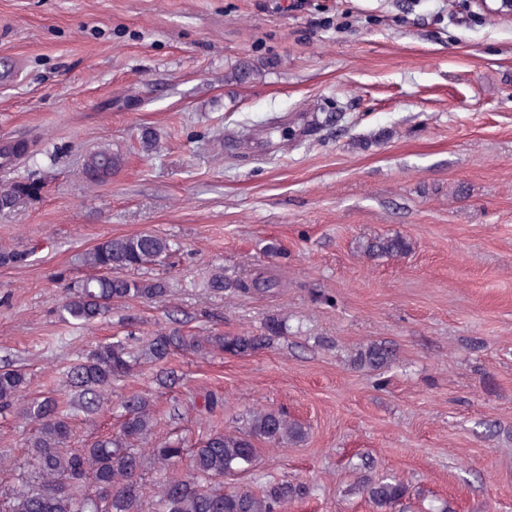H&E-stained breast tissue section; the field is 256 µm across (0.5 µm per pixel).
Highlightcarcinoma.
<instances>
[{"mask_svg": "<svg viewBox=\"0 0 512 512\" xmlns=\"http://www.w3.org/2000/svg\"><path fill=\"white\" fill-rule=\"evenodd\" d=\"M109 161L113 168L120 157L100 149L87 157L83 176L92 183L91 167ZM42 184L15 180L0 186V210L10 209L23 198L40 194ZM368 253L401 257L410 243L398 236L367 243ZM177 252L169 238L154 233L107 238L83 256L85 265L98 275L78 283L59 306L62 322L77 327L96 324L127 300H159L166 296V282L154 277L134 276L148 265L162 263ZM277 281L261 273L248 280L227 279L217 268L209 279L216 292H267ZM285 328L282 320L268 319L260 332L249 335L210 336L183 334L178 329L161 330L145 348L136 349L123 339L103 343L83 354L66 373L70 398L61 400L50 391L31 394V381L24 369L0 366V411L19 407L22 417L34 425L26 442L28 466L39 481L36 490L22 489L9 498L6 512H141V480L147 461L166 467L181 459L186 448L179 440L162 439L142 450L138 443L154 435V403L147 395H131L121 404L120 426L80 450L66 449L75 413H93L108 402L112 383L132 372L141 359L160 362L172 351L198 353L208 347L227 354L247 355L266 347ZM392 352L371 344L354 358L360 368L378 370L387 365ZM307 429L280 410L252 414L247 426L234 432L213 434L190 451L192 475L171 477L159 491L156 512H283L288 501L304 498L310 487L286 481L268 482L257 490L226 491L213 480L250 470L257 459V443L274 445L303 441ZM365 493L374 512H397L403 507L407 487L396 479L369 482Z\"/></svg>", "mask_w": 512, "mask_h": 512, "instance_id": "1", "label": "carcinoma"}]
</instances>
